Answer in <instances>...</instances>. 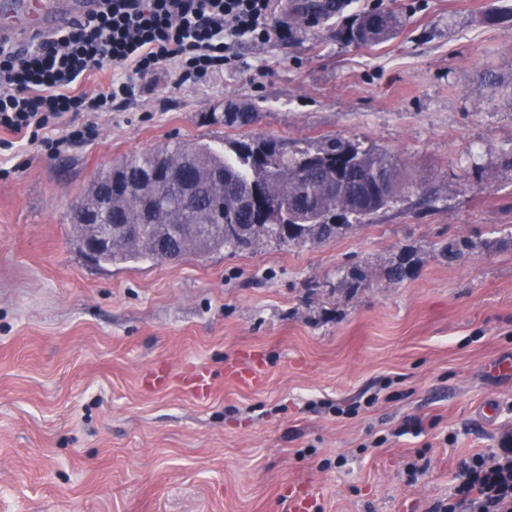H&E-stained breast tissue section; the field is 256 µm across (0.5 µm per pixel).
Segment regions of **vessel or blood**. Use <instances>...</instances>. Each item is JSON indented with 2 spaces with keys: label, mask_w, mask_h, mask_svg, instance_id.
Returning <instances> with one entry per match:
<instances>
[{
  "label": "vessel or blood",
  "mask_w": 512,
  "mask_h": 512,
  "mask_svg": "<svg viewBox=\"0 0 512 512\" xmlns=\"http://www.w3.org/2000/svg\"><path fill=\"white\" fill-rule=\"evenodd\" d=\"M94 0H0V41L26 43L56 31L93 9Z\"/></svg>",
  "instance_id": "vessel-or-blood-1"
}]
</instances>
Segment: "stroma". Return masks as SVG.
I'll use <instances>...</instances> for the list:
<instances>
[{
    "label": "stroma",
    "instance_id": "35a3bbf8",
    "mask_svg": "<svg viewBox=\"0 0 512 512\" xmlns=\"http://www.w3.org/2000/svg\"><path fill=\"white\" fill-rule=\"evenodd\" d=\"M393 3L381 43L325 25L243 41L234 68L161 71L78 114L94 141L0 150V512H286L304 494L307 512H427L462 459L512 440V373L492 369L512 361V22L483 19L512 0H352L342 18ZM229 102L258 104L251 126L214 121ZM254 134L359 140L414 189L321 244L120 267L79 252L70 206L98 168ZM462 237L477 248L448 262ZM233 361L262 384L228 379ZM195 365L208 397L181 387ZM157 366L170 384L144 390ZM408 415L419 435H398ZM411 462L428 465L413 484Z\"/></svg>",
    "mask_w": 512,
    "mask_h": 512
}]
</instances>
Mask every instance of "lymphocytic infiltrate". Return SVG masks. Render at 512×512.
<instances>
[{"label": "lymphocytic infiltrate", "instance_id": "lymphocytic-infiltrate-1", "mask_svg": "<svg viewBox=\"0 0 512 512\" xmlns=\"http://www.w3.org/2000/svg\"><path fill=\"white\" fill-rule=\"evenodd\" d=\"M271 0H99L93 13L27 49L0 43V130L21 145L52 151L90 142L93 124L58 135L67 115L111 111L124 100L134 77L167 70L177 84L197 82L229 64L244 40H286L270 21ZM118 70L110 91L86 98L76 88L90 73ZM452 494L430 512H512V450L462 461Z\"/></svg>", "mask_w": 512, "mask_h": 512}]
</instances>
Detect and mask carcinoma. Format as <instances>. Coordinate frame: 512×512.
<instances>
[{
    "label": "carcinoma",
    "instance_id": "obj_1",
    "mask_svg": "<svg viewBox=\"0 0 512 512\" xmlns=\"http://www.w3.org/2000/svg\"><path fill=\"white\" fill-rule=\"evenodd\" d=\"M344 0H298L289 14L290 25L304 28L341 16ZM401 24L395 8L365 10L349 26L336 25V40L377 44ZM230 127L250 125L254 104H238ZM116 174L98 171L86 198L112 191V215L99 224H138L139 232L121 236L103 233L95 264L120 267L130 263H163L160 244H169L181 259L211 252L256 249L268 243H322L336 237V219L362 224L397 203L407 182L402 167L387 153L358 140L325 137L311 148L288 149L273 137L252 136L227 142L217 150L208 144L175 142L120 160ZM186 176L202 203L187 210L181 205ZM279 201L256 217L244 201L254 191ZM476 248L467 239L448 242V258L457 259ZM411 258L398 256L388 270L402 279Z\"/></svg>",
    "mask_w": 512,
    "mask_h": 512
}]
</instances>
